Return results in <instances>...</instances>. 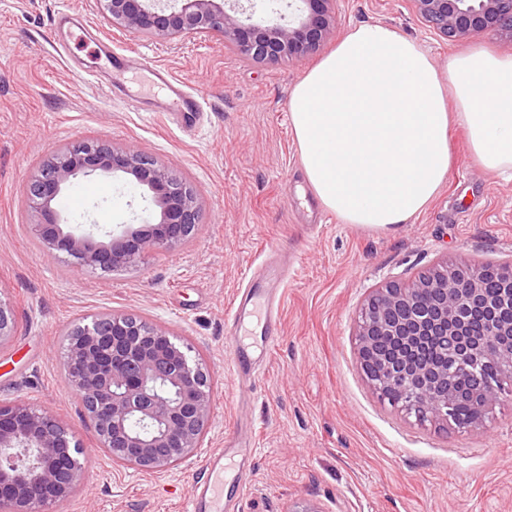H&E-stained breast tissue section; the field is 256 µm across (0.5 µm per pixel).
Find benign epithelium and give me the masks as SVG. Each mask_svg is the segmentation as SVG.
<instances>
[{"instance_id":"1","label":"benign epithelium","mask_w":512,"mask_h":512,"mask_svg":"<svg viewBox=\"0 0 512 512\" xmlns=\"http://www.w3.org/2000/svg\"><path fill=\"white\" fill-rule=\"evenodd\" d=\"M112 26L156 41L214 33L242 58L277 64L318 51L334 34L336 0H303L309 14L295 13L296 0H277L288 23L254 18L249 7L224 9L218 0H180L166 12L158 0H98ZM414 12L450 40L475 35L512 42V0H410ZM123 172L152 193L159 219L119 236L74 232L60 221L53 203L79 175ZM31 207L41 216L35 231L49 251L66 253L78 269L107 272L142 264L155 251L186 241L200 223L195 190L136 149L117 151L104 141L84 140L53 154L30 180ZM495 270L450 267L442 262L410 285L378 288L357 325L358 360L380 397L402 396L426 418L446 423L456 396L448 364H424L380 346L389 336L412 352L437 336L463 356L506 359L512 365V278L494 295L484 281ZM483 317L491 334L468 337L472 317ZM10 309L0 302V343L12 335ZM65 374L100 447L112 459L142 470H165L199 447L209 424V377L163 327L130 315L107 316L102 325H77L66 346ZM503 393L499 379L476 375L472 400L494 405ZM68 429L52 415L24 401L0 404V502L10 512H58L83 475L72 463Z\"/></svg>"}]
</instances>
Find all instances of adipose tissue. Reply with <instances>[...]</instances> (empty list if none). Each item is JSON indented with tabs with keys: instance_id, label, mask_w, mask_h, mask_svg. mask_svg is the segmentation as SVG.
<instances>
[{
	"instance_id": "1",
	"label": "adipose tissue",
	"mask_w": 512,
	"mask_h": 512,
	"mask_svg": "<svg viewBox=\"0 0 512 512\" xmlns=\"http://www.w3.org/2000/svg\"><path fill=\"white\" fill-rule=\"evenodd\" d=\"M289 112L305 178L345 224L419 213L447 179L455 125L480 166L512 171V55L482 46L442 71L394 29L356 25L298 83Z\"/></svg>"
}]
</instances>
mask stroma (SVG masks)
<instances>
[{"label":"stroma","mask_w":512,"mask_h":512,"mask_svg":"<svg viewBox=\"0 0 512 512\" xmlns=\"http://www.w3.org/2000/svg\"><path fill=\"white\" fill-rule=\"evenodd\" d=\"M61 12L80 29L57 26ZM381 23L439 67L468 42L419 20L410 0H336V35ZM128 55L124 74L112 56ZM322 59L275 65L240 58L201 34L162 43L113 28L98 0H0V300L13 336L0 345V403L59 418L82 451L84 479L61 512H184L207 455L233 430L255 444L239 512H512V392L467 431L380 402L357 360L359 311L375 288L409 283L439 260L512 261V176L472 159L451 129L448 178L406 223L386 229L326 219L301 167L289 117L295 85ZM168 70L204 102L193 127L142 62ZM85 138L134 147L197 191L194 237L134 269L80 270L42 246L28 182L57 148ZM131 177L80 176L64 190L70 224L102 234L153 213ZM277 246L295 268L280 331L252 386L239 387L224 320L246 276ZM133 315L187 343L211 378V417L181 464L146 472L100 448L64 376L62 336L93 317Z\"/></svg>","instance_id":"35a3bbf8"}]
</instances>
